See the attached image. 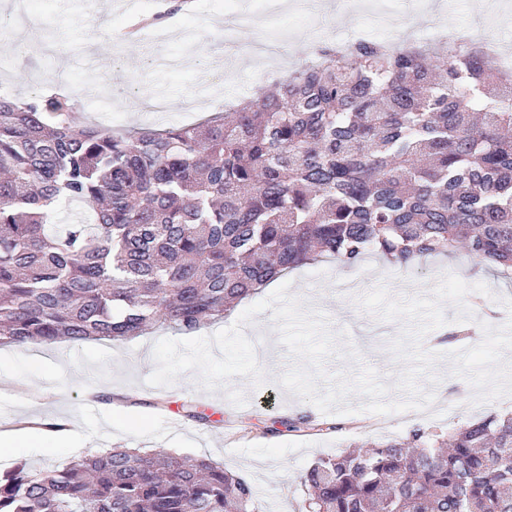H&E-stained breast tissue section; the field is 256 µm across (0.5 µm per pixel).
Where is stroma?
<instances>
[{
	"instance_id": "35a3bbf8",
	"label": "stroma",
	"mask_w": 512,
	"mask_h": 512,
	"mask_svg": "<svg viewBox=\"0 0 512 512\" xmlns=\"http://www.w3.org/2000/svg\"><path fill=\"white\" fill-rule=\"evenodd\" d=\"M88 0H23L20 8H0V17L33 19V38L38 52L19 55V28L0 35V87L14 96L67 95L69 88L81 89L76 106L84 120L103 128H162L193 124L215 108L252 99L259 86L282 79L289 72L316 58L325 43L352 42L367 33V26L351 14L335 11L326 21H301L281 11L276 0H224L219 9L199 0L194 13H182L166 27L147 29L143 39L108 45L104 64L87 38L89 22L112 29L124 28L132 19L126 0H110L108 11H89ZM250 10L262 20L255 32L259 42L289 46L290 57L264 70L238 59H225L222 31L232 15ZM396 12L397 26L385 38L417 45L426 44L436 31L454 32L470 27L491 30L497 39L512 32V0H503L496 17L484 11L465 12L462 6H444L440 0H403ZM222 67L225 78L218 100L208 98L203 77ZM453 273L470 285L482 283L489 295L481 301L466 297L473 314L467 325L495 327L512 320V272L479 264L465 249L448 257L418 259L409 271L388 266L370 253L354 267L336 265L328 258L288 270L282 282L289 292L330 319L333 333H348L357 348L356 362L328 359V374L357 372L366 365L378 371L383 383L394 384L402 366L389 351L390 342L403 330L400 321H381L361 310L349 284L360 291L385 285L393 296L426 293L445 273ZM253 343L272 344L259 363L267 377L262 387L236 376L230 388L242 391L247 402L237 407L224 391L208 392L193 372L183 373L169 387L154 388L146 380L152 366L141 363L143 351L156 341L176 337L172 328L154 327L148 333L124 341L102 340L80 345H45L44 359L33 358L30 347H0V380H29L40 389L26 397L14 390L0 389V432L17 428L25 417L40 422L70 424L72 447L32 448L19 456L0 461V473L18 462L32 467L61 468L75 459L76 448H166L185 455L205 456L247 479L256 490L260 512H295L302 501L301 477L316 459L336 454L348 446L405 437L419 427L440 433L491 413L512 412V395L482 403L474 402V390L463 378L453 376L448 360H439L432 376L420 377L421 389L433 391V404L425 411L389 415L386 424L375 414L361 411V396L353 395L351 414L323 413L310 402L278 386L276 379L291 364L278 335L271 312L256 315L244 328ZM195 408L197 418L188 417ZM307 411L315 420L338 423L339 431L293 432L281 429L276 436L265 435L273 421ZM205 424H198V417Z\"/></svg>"
}]
</instances>
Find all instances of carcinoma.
Returning <instances> with one entry per match:
<instances>
[{"instance_id": "obj_1", "label": "carcinoma", "mask_w": 512, "mask_h": 512, "mask_svg": "<svg viewBox=\"0 0 512 512\" xmlns=\"http://www.w3.org/2000/svg\"><path fill=\"white\" fill-rule=\"evenodd\" d=\"M229 115L125 132L0 93V346L186 335L290 268L464 247L512 269V78L462 44L359 39ZM82 201L90 223L54 230ZM313 423L298 412L293 431ZM299 512H512V415L321 457ZM205 457L112 448L0 476V512H256Z\"/></svg>"}]
</instances>
